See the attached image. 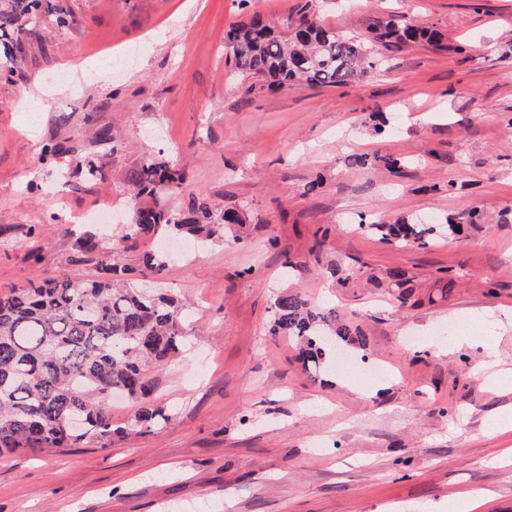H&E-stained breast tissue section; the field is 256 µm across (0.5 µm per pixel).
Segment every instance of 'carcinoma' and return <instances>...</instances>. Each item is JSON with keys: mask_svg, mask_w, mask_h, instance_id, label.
Instances as JSON below:
<instances>
[{"mask_svg": "<svg viewBox=\"0 0 512 512\" xmlns=\"http://www.w3.org/2000/svg\"><path fill=\"white\" fill-rule=\"evenodd\" d=\"M44 12L43 0H0L1 78L10 75L22 53L21 35L38 26ZM290 28L284 35L255 15L225 32V58L245 93L285 89L300 81L331 86L359 79L383 64L382 48H442L438 30L403 16L372 17L362 37L340 34L314 16L312 0H301ZM129 182L132 221L123 225V242L164 233L203 242L223 236L226 225L246 223L243 208L215 217L207 195L185 191L183 174L168 161L143 163ZM165 192L182 196L178 210L162 203ZM142 197L151 198L153 206H140ZM464 223L488 220L484 212L472 210L443 223L403 219L357 228L394 246H423L434 237L457 235ZM75 251V268L62 276L0 295V454L76 448L89 439L107 448L116 437L160 429L169 420L167 409L150 399V373L183 347L184 309L166 294L124 281L128 268L95 237L79 238ZM168 259L159 248L144 253L139 274L161 279ZM87 261L97 265L94 279L77 269ZM273 334L298 343L306 369L325 368L338 341L363 344L358 326L297 292L276 298ZM116 392L134 409L132 423L125 426L112 421Z\"/></svg>", "mask_w": 512, "mask_h": 512, "instance_id": "1", "label": "carcinoma"}]
</instances>
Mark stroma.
Segmentation results:
<instances>
[{
	"instance_id": "1",
	"label": "stroma",
	"mask_w": 512,
	"mask_h": 512,
	"mask_svg": "<svg viewBox=\"0 0 512 512\" xmlns=\"http://www.w3.org/2000/svg\"><path fill=\"white\" fill-rule=\"evenodd\" d=\"M56 2L75 24L27 33L0 79V293L70 270L84 232L138 268L153 239L130 248L118 233L129 176L151 158L248 222L241 240L173 253L159 282L191 313L189 346L152 373L169 421L108 448L1 457L0 512H448L471 497L475 512H512V426L486 428L512 414V0H314L336 31L404 15L443 47L388 53L344 85L249 96L226 30L257 13L287 31L299 0ZM70 60L88 73L78 90L61 78ZM355 153L404 165L360 168ZM105 202L109 227L76 223ZM473 209L491 223L425 247L355 227ZM289 291L360 328L355 371H304L273 334Z\"/></svg>"
}]
</instances>
